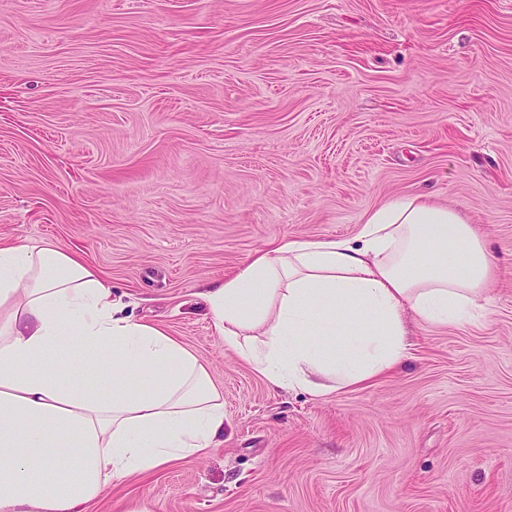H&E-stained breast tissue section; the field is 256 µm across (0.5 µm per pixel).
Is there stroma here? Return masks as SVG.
Returning a JSON list of instances; mask_svg holds the SVG:
<instances>
[{
	"mask_svg": "<svg viewBox=\"0 0 512 512\" xmlns=\"http://www.w3.org/2000/svg\"><path fill=\"white\" fill-rule=\"evenodd\" d=\"M414 193L481 233L483 318L320 398L214 336L207 283ZM0 238L83 251L224 392L218 448L88 512H512V0H0Z\"/></svg>",
	"mask_w": 512,
	"mask_h": 512,
	"instance_id": "stroma-1",
	"label": "stroma"
}]
</instances>
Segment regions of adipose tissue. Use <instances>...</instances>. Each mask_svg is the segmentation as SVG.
<instances>
[{
  "mask_svg": "<svg viewBox=\"0 0 512 512\" xmlns=\"http://www.w3.org/2000/svg\"><path fill=\"white\" fill-rule=\"evenodd\" d=\"M494 273L463 212L416 194L375 210L355 239L284 238L203 297L225 348L273 387L321 397L401 364L409 322L484 311ZM344 333L357 342L335 351L328 339ZM223 432L207 365L125 315L94 263L50 241L0 242V512H86L112 484L205 454Z\"/></svg>",
  "mask_w": 512,
  "mask_h": 512,
  "instance_id": "ef3b65f1",
  "label": "adipose tissue"
}]
</instances>
